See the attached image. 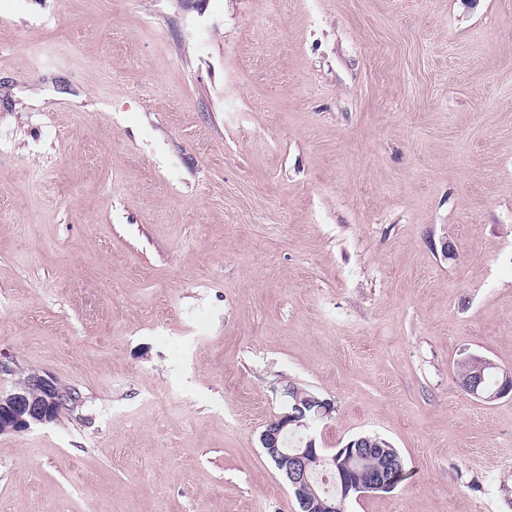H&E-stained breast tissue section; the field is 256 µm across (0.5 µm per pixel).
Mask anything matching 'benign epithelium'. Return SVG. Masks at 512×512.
<instances>
[{"mask_svg": "<svg viewBox=\"0 0 512 512\" xmlns=\"http://www.w3.org/2000/svg\"><path fill=\"white\" fill-rule=\"evenodd\" d=\"M486 369L495 370L497 366L485 357L479 358L478 371L467 373L460 381L462 390L487 403L512 393L511 370L502 371L493 391L481 390ZM3 375L12 376L13 380L10 389L0 388V435L18 434L54 422L66 411L64 385L52 374L25 373L0 360V376ZM333 411V404L326 399L296 398L288 412L271 419L260 435L267 456L277 461L288 458L281 475L294 494L299 512H346L352 497L387 492L404 475L402 458L389 455L382 448H368L361 438L334 451L318 448L314 440L302 438L296 448L286 449L284 436L288 430L307 429L311 421L327 418ZM373 455L384 457L383 466H365V460Z\"/></svg>", "mask_w": 512, "mask_h": 512, "instance_id": "1", "label": "benign epithelium"}]
</instances>
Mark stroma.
Returning a JSON list of instances; mask_svg holds the SVG:
<instances>
[{
	"mask_svg": "<svg viewBox=\"0 0 512 512\" xmlns=\"http://www.w3.org/2000/svg\"><path fill=\"white\" fill-rule=\"evenodd\" d=\"M512 0H0V360L83 405L0 436V512H299L260 435L512 512ZM478 359V371L474 373L468 372L461 381L459 380L462 390L470 396L487 403L493 402L509 393H512L511 370L502 371L501 377H499V380L495 383L497 387L493 391L486 393L481 390L480 386L484 381V370H496L498 367L491 360L485 357L480 356ZM483 385L487 389H492L494 387V381L491 379H485Z\"/></svg>",
	"mask_w": 512,
	"mask_h": 512,
	"instance_id": "stroma-1",
	"label": "stroma"
}]
</instances>
